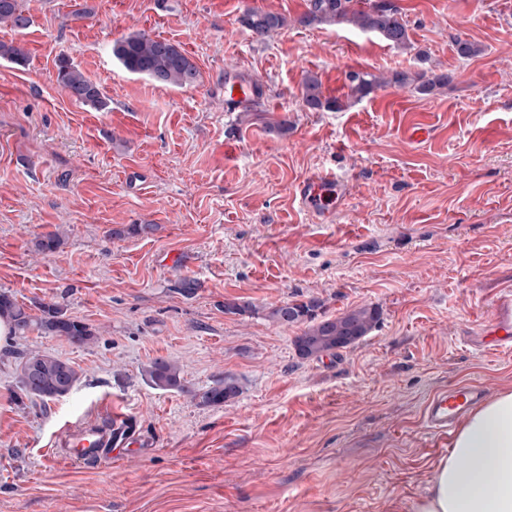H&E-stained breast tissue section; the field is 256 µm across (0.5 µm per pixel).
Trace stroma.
Listing matches in <instances>:
<instances>
[{"label":"stroma","mask_w":512,"mask_h":512,"mask_svg":"<svg viewBox=\"0 0 512 512\" xmlns=\"http://www.w3.org/2000/svg\"><path fill=\"white\" fill-rule=\"evenodd\" d=\"M409 49L349 25L303 26L305 0H24L29 26L0 40V291L96 329L94 344L31 332L0 341V512H413L450 440L423 423L457 385L512 386V351L461 338L488 329L512 292V0H395ZM284 18L265 37L242 22ZM179 44L199 71L187 87L127 72L116 40ZM484 52L459 58L452 41ZM77 66L95 110L58 83ZM268 98L224 110V73ZM452 74L422 95L386 86L351 97L348 73ZM340 108L309 109L305 76ZM288 120L287 134L275 125ZM322 170L348 186L334 221L294 197ZM152 224L143 237L116 229ZM59 234L52 253L42 236ZM198 283L194 296L175 290ZM323 299L326 315L374 304L356 345L302 359L299 327L225 314L240 297L271 307ZM69 361L64 397L22 395L18 354ZM163 357L203 388L235 375L220 407L154 388ZM126 416L132 447L111 463L58 458L67 424Z\"/></svg>","instance_id":"obj_1"}]
</instances>
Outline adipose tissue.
I'll list each match as a JSON object with an SVG mask.
<instances>
[{
    "label": "adipose tissue",
    "mask_w": 512,
    "mask_h": 512,
    "mask_svg": "<svg viewBox=\"0 0 512 512\" xmlns=\"http://www.w3.org/2000/svg\"><path fill=\"white\" fill-rule=\"evenodd\" d=\"M414 512H512V387L462 419Z\"/></svg>",
    "instance_id": "adipose-tissue-1"
}]
</instances>
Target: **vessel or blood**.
<instances>
[{
    "mask_svg": "<svg viewBox=\"0 0 512 512\" xmlns=\"http://www.w3.org/2000/svg\"><path fill=\"white\" fill-rule=\"evenodd\" d=\"M262 89L234 72L224 75V104L226 111L261 102ZM341 181L333 173L315 172L308 175L297 189L299 206L316 222L331 219L335 213V198L343 194ZM471 346L487 351H505L512 348V296L503 295L496 304L491 337L472 336ZM483 395L479 387H457L433 397L425 406L424 422L433 433H449L461 414ZM128 425L121 419H110L101 425H87L66 429L61 434L63 456L94 464H107L115 448L126 446Z\"/></svg>",
    "mask_w": 512,
    "mask_h": 512,
    "instance_id": "b4317fda",
    "label": "vessel or blood"
}]
</instances>
